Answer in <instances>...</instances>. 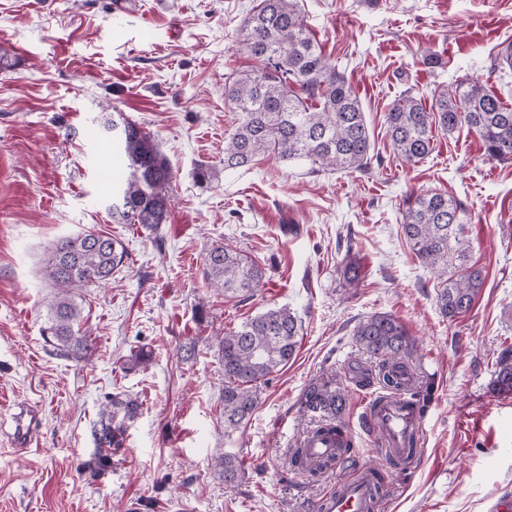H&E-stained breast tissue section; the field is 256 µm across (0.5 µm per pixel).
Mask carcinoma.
<instances>
[{
	"instance_id": "carcinoma-1",
	"label": "carcinoma",
	"mask_w": 512,
	"mask_h": 512,
	"mask_svg": "<svg viewBox=\"0 0 512 512\" xmlns=\"http://www.w3.org/2000/svg\"><path fill=\"white\" fill-rule=\"evenodd\" d=\"M243 49L255 66L230 76L224 98L238 112V125L224 140V168L246 166L259 155L282 160L306 159L326 170H365L371 165V139L358 96L306 29L298 0H257L243 26ZM393 149L408 164L432 152L433 130L452 132L463 126L480 136L491 160L512 161V107L479 82L462 81L433 93L431 102L406 91L386 114ZM112 153L124 169L112 187L109 211L119 224L156 229L165 223L172 172L150 133L124 117L112 121ZM466 210L446 194L431 191L407 200L402 228L420 261L440 280L437 303L452 320L467 313L483 288L481 269L469 263L465 235ZM128 261L118 240L96 232L59 239L46 270L56 288L42 336L53 352L81 359L94 340L77 328L79 310L72 289L101 286ZM203 274L224 295L252 298L263 272L246 255L217 245L204 260ZM300 327L286 307L269 308L240 327L215 338L224 366V430L238 428L259 403L260 384L294 356ZM355 340L379 359V381L397 386L393 371L405 367L413 341L404 326L389 314H373L360 322ZM492 388L512 395V346L496 360ZM348 395L326 372L305 387L301 407L321 417L313 432H336ZM140 410L138 400L114 394L99 412L95 430L98 453L85 467L96 475L112 468V456L124 447L126 422ZM292 465L304 472L322 473L335 459L309 463L303 448L291 451ZM215 468L224 485L233 488L241 476L237 458L221 453Z\"/></svg>"
}]
</instances>
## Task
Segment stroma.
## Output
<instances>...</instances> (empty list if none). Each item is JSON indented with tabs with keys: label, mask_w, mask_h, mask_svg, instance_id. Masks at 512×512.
<instances>
[{
	"label": "stroma",
	"mask_w": 512,
	"mask_h": 512,
	"mask_svg": "<svg viewBox=\"0 0 512 512\" xmlns=\"http://www.w3.org/2000/svg\"><path fill=\"white\" fill-rule=\"evenodd\" d=\"M255 0H0V512H317L338 477L371 464L385 475L379 512H486L512 488V395L491 387L512 345V161L488 159L475 131H435L414 165L393 151L385 114L404 91L430 99L477 81L512 105V0H299L305 24L356 91L371 134L370 170L316 171L265 155L224 167L238 123L224 81L250 66L239 50ZM125 116L150 132L173 172L166 224H118L100 184ZM218 174L209 185L198 165ZM433 190L466 209L470 259L484 286L471 310L445 318L438 280L402 230L405 200ZM109 233L129 253L106 288L75 289L89 358L54 356L41 329L55 290L44 270L55 242ZM263 272L255 296L224 297L203 277L214 245ZM358 267L359 287L346 270ZM271 307L300 320L299 346L260 388V403L224 430V370L211 336ZM375 313L402 322L424 410L420 453L389 466L381 437L362 425L381 394L379 362L356 343ZM194 356H186V347ZM151 361L130 368L138 350ZM335 372L348 390L353 434L344 466L310 476L290 452L319 421L299 410L306 385ZM138 399L111 470L92 475L94 424L107 396ZM39 424L13 445L14 415ZM238 457L225 488L216 454Z\"/></svg>",
	"instance_id": "stroma-1"
}]
</instances>
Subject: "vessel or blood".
<instances>
[{
  "mask_svg": "<svg viewBox=\"0 0 512 512\" xmlns=\"http://www.w3.org/2000/svg\"><path fill=\"white\" fill-rule=\"evenodd\" d=\"M411 388L410 373H402L397 390L374 401L367 415L368 425L383 435L396 455L406 453L410 434L420 433L422 427L423 412L412 397ZM350 435L346 428L332 436L310 434L304 436L303 445L310 456H332ZM370 472V467H362L355 479L339 483L335 492L323 499L324 512H372L375 490Z\"/></svg>",
  "mask_w": 512,
  "mask_h": 512,
  "instance_id": "obj_1",
  "label": "vessel or blood"
}]
</instances>
